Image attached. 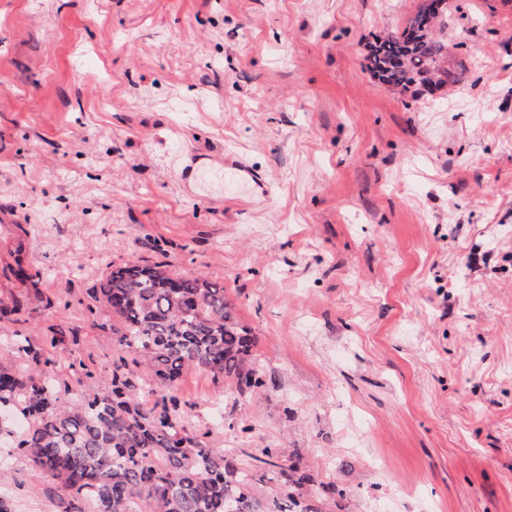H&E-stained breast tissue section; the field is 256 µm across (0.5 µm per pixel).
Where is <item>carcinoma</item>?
Listing matches in <instances>:
<instances>
[{
	"mask_svg": "<svg viewBox=\"0 0 512 512\" xmlns=\"http://www.w3.org/2000/svg\"><path fill=\"white\" fill-rule=\"evenodd\" d=\"M447 28L448 7L431 12L422 0L403 29L370 45L367 70L403 92L460 82L448 66ZM90 298L117 318V343L166 394L150 406L115 372L105 390L63 401L51 362L37 355L25 380L0 372V413L16 410L32 420L16 447L41 473L91 500L95 512H313L301 492L304 478L274 461L272 449L245 463L185 427L173 395L184 370L210 371L228 387L265 386L224 285L162 264L130 263L111 270ZM272 481L278 490L270 495L263 486Z\"/></svg>",
	"mask_w": 512,
	"mask_h": 512,
	"instance_id": "cac0c4a2",
	"label": "carcinoma"
}]
</instances>
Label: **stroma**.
<instances>
[{"label": "stroma", "instance_id": "obj_1", "mask_svg": "<svg viewBox=\"0 0 512 512\" xmlns=\"http://www.w3.org/2000/svg\"><path fill=\"white\" fill-rule=\"evenodd\" d=\"M420 2L0 0V370L147 389L87 291L202 272L266 385L184 371L189 433L299 462L318 512H512V0H448L465 78L431 95L365 68ZM0 462L8 512H93Z\"/></svg>", "mask_w": 512, "mask_h": 512}]
</instances>
